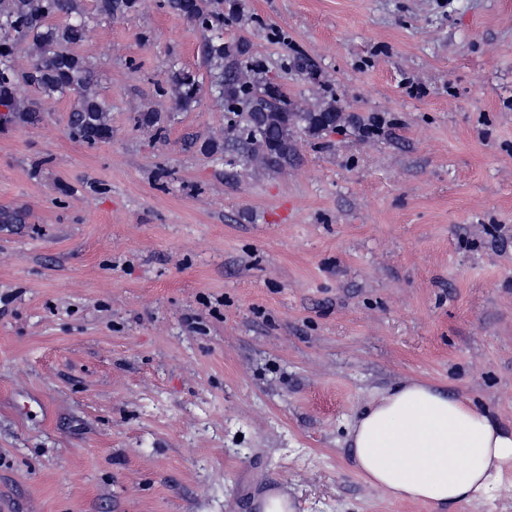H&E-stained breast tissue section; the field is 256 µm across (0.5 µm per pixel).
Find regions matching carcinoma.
<instances>
[{"label":"carcinoma","instance_id":"cac0c4a2","mask_svg":"<svg viewBox=\"0 0 512 512\" xmlns=\"http://www.w3.org/2000/svg\"><path fill=\"white\" fill-rule=\"evenodd\" d=\"M143 0H97L98 14L125 17L139 11ZM158 6L184 16L211 33L203 46L204 60L215 70L211 90L224 102V110L242 121L229 147L241 161L256 157L271 169H283L298 158L296 130L314 137L341 122L333 103L296 111L286 96H271L273 83L256 77L257 64L245 40L224 43L220 31L225 20L239 17L238 0H158ZM86 20L82 0H0V121L31 123L35 113L22 107L17 87L24 83L47 98L74 95L78 104L69 115L70 136L89 145L112 136L111 106L94 92L97 73L76 48L83 42ZM29 44L36 61L19 73L13 65L16 47ZM176 105L183 110L198 102L202 85L183 71L173 72Z\"/></svg>","mask_w":512,"mask_h":512}]
</instances>
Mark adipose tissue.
I'll use <instances>...</instances> for the list:
<instances>
[{
    "instance_id": "ef3b65f1",
    "label": "adipose tissue",
    "mask_w": 512,
    "mask_h": 512,
    "mask_svg": "<svg viewBox=\"0 0 512 512\" xmlns=\"http://www.w3.org/2000/svg\"><path fill=\"white\" fill-rule=\"evenodd\" d=\"M355 470L400 501L487 500L512 469V430L470 401L418 380L380 393L349 430Z\"/></svg>"
}]
</instances>
